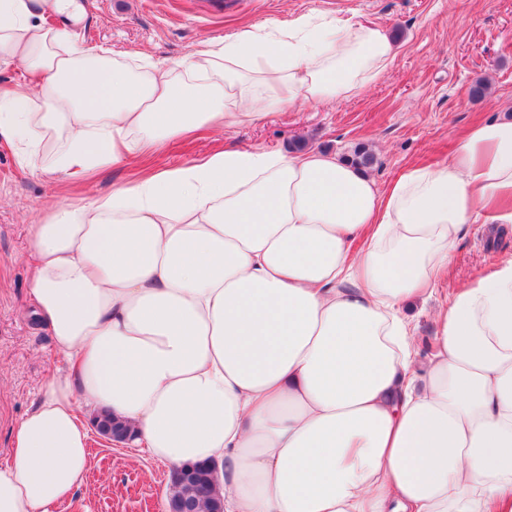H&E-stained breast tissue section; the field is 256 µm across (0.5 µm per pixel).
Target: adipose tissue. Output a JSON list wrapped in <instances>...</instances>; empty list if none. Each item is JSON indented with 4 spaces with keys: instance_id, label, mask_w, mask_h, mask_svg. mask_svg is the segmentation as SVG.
I'll return each mask as SVG.
<instances>
[{
    "instance_id": "obj_1",
    "label": "adipose tissue",
    "mask_w": 512,
    "mask_h": 512,
    "mask_svg": "<svg viewBox=\"0 0 512 512\" xmlns=\"http://www.w3.org/2000/svg\"><path fill=\"white\" fill-rule=\"evenodd\" d=\"M76 0H0V137L80 178L203 128L359 94L392 64L342 18L213 38L133 64L77 44ZM512 224V118L385 189L331 154L227 149L64 204L26 227L35 312L64 364L15 423L0 512H50L90 466L87 417L179 467L224 512H512V259L433 315L415 365L402 310L478 210ZM24 71L14 66H0V86H8L23 93L33 94L37 91L34 84L25 77Z\"/></svg>"
}]
</instances>
